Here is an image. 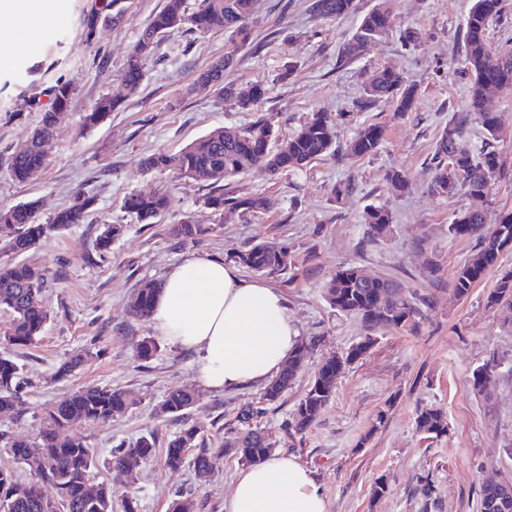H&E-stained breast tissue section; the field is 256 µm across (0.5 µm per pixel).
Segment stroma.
I'll list each match as a JSON object with an SVG mask.
<instances>
[{"instance_id": "stroma-1", "label": "stroma", "mask_w": 512, "mask_h": 512, "mask_svg": "<svg viewBox=\"0 0 512 512\" xmlns=\"http://www.w3.org/2000/svg\"><path fill=\"white\" fill-rule=\"evenodd\" d=\"M99 2L72 0L53 30L32 40V53L0 44V208L36 199L49 215L69 205L75 193L94 198L83 223L52 233L26 255L47 274L37 300L49 321L36 343L4 342L10 317L0 314V354L13 357L26 380L17 414L0 418V467L12 469L22 482L35 481L34 472L14 460L6 438L38 441L46 428V404L88 385H110L131 391L138 406L107 423L76 424L72 431L99 456L96 479L116 491L114 512H124L127 500L135 512H168L179 492L195 501L196 512H224L242 468L224 447L231 436L228 424L243 403L258 400L261 387L200 388L189 420L205 430L212 462L208 481L188 466L168 469L159 458L131 477L106 464L118 444L150 431L163 443L178 431L179 422L156 416L155 410L169 391L196 381L191 354L166 341H159L151 359L139 357V343L156 331L151 322L133 320L127 302L141 281L162 280L193 253L225 260L250 244L276 241L288 246L294 266L267 282L284 296L300 341L313 347L294 384L262 420L273 434L275 452L294 456L313 473L328 512H476L483 481H512V456L503 452L512 446V321L487 302L497 272H489L467 299L448 292L475 247L474 241L449 238L448 226L475 202L463 194L450 198L434 192L427 168L451 110L461 109L468 96L460 32L471 0H390L386 34L346 63L338 55L356 17L319 21L310 12L312 0H263L244 46L221 31L166 33L158 56L145 62L144 81L134 95L127 94L119 74L165 0H128L122 23L88 29ZM408 31L420 33L421 41L406 43ZM228 53L234 57L230 80L270 87L260 109L272 114L280 136L292 134L312 112H342L346 118L336 127L337 144L345 145L360 126L378 124L384 129L378 151L344 161L323 156L279 177L249 169L230 188L267 198L268 209L258 213L217 214L202 204L203 184L170 170L146 169L143 160L151 154L175 155L215 128L248 122L234 102L217 99L197 80ZM384 66L417 85L413 112L396 114L395 103L386 98L361 107L366 83ZM59 81L76 86L69 116L44 167L26 182H15L7 159L27 143ZM106 96L115 108L97 127H83V114ZM395 170L409 175L408 191L391 190L387 176ZM344 184L350 192L334 199L333 188ZM155 191L170 194V210L155 224L137 223L123 207L125 196ZM475 204L493 214L512 210V176L495 180L488 197ZM371 206L393 216L390 237L379 242L366 237L364 212ZM187 216L209 227V234L196 242L169 237L168 225ZM106 224L126 230L104 258L83 262ZM423 238L429 251L416 247ZM432 258L440 264L434 279L427 275ZM348 265L392 276L421 293L435 290L437 301L418 333H377L368 353L338 379L335 397L318 421L291 442L279 427L319 361L363 336L359 321L336 312L323 294L325 280ZM87 349L92 359L60 376V366ZM492 355L500 367L483 394L473 389L469 375ZM426 406L443 410L447 434L425 439L417 433L416 411ZM381 482L388 491L374 496ZM427 483L435 487L431 508L421 493Z\"/></svg>"}]
</instances>
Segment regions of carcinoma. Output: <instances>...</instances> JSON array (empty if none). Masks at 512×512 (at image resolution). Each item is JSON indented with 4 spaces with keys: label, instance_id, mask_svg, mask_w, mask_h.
Returning a JSON list of instances; mask_svg holds the SVG:
<instances>
[{
    "label": "carcinoma",
    "instance_id": "carcinoma-1",
    "mask_svg": "<svg viewBox=\"0 0 512 512\" xmlns=\"http://www.w3.org/2000/svg\"><path fill=\"white\" fill-rule=\"evenodd\" d=\"M388 0H380L364 13L352 36L343 45L341 59H357L364 48L381 37L388 26ZM505 0H472V6L461 30L462 53L466 71L471 76L468 98L463 111L448 117L435 145L429 163L432 188L450 197L460 191L482 199L488 196L492 181L508 174L505 161L489 143L496 139L501 123L498 113L490 108L489 92L512 94V51L492 46L489 40L490 22L499 17ZM260 0H200L192 10L188 0H165L162 9L140 32L120 78L130 93L136 92L143 80V60L155 56L165 33L184 29L192 33L224 31L232 40L244 45L248 39L249 22L259 10ZM125 0H101L95 20L105 23L121 21L128 11ZM313 16L326 20H341L358 9L357 0H313ZM233 55L226 54L198 76V81L215 88L218 97L235 102L249 112L252 119L243 126H224L210 131L186 146L176 155L154 154L144 161L148 169H170L179 177L211 182L204 196V205L222 215L228 211L260 212L267 207L261 196H240L224 190L225 183L249 168L261 165L271 175L297 171L311 160L323 155L356 159L374 154L381 145L384 129L377 124L360 127L343 149L336 147L334 123L325 112H314L286 138L277 135L273 117L257 112L258 105L269 94L264 83L242 88L224 81V71L231 67ZM76 87L70 82H58L50 89L51 108L43 112L40 125L29 141L8 157L7 168L17 182H24L48 158L56 130L71 106ZM417 88L403 74L385 67L372 75L365 87L364 102L380 98L395 100L397 112L413 110ZM115 107L104 97L83 115V127L98 125ZM476 119L486 133V141L477 146L466 139L465 126ZM93 197L80 192L74 202L43 219L38 200L20 202L0 209V225L10 230L8 251L19 256L15 261L0 264V310L11 315L6 332L7 343L28 346L42 334L49 314L35 301L47 280L43 270L20 256L30 252L50 232L81 224ZM172 205L167 192L131 193L123 207L141 224H152ZM367 235L382 240L392 233L393 218L389 210L371 206L366 212ZM125 231L122 224H107L95 237L92 251L103 257L112 248V241ZM208 232L201 224L184 220L168 226L169 236L181 241H197ZM451 239H473L476 252L460 267L449 291L458 299L467 298L475 285L495 267L503 254L512 251V211L500 212L488 218L482 209L467 208L455 214L448 225ZM239 264L258 275H280L292 267L288 246L278 242H259L238 252ZM160 282L148 280L131 293L128 311L137 321L150 318ZM325 297L336 311L359 320L364 331L362 341L338 354H330L319 362L304 395L282 423L281 430L291 440L303 437L334 397L336 380L373 346L375 335L396 330L416 333L434 304L430 293L419 294L402 282L383 276H369L358 266L336 271L325 282ZM488 304L512 316V270L503 271L496 287L487 296ZM310 346L297 345L279 374L263 389L255 406L241 410L233 427L234 439L228 451L239 456L244 464L264 460L275 446L272 434L258 424L281 395L295 382L305 366ZM500 365L495 358L477 366L471 372L470 383L483 393ZM24 380L21 368L11 357L0 356V417L10 416L20 403ZM198 394L194 387L170 391L157 408V413L172 420H183L182 428L167 440L164 463L177 470L186 465L197 477H209L212 465L201 427L184 421V415L194 407ZM137 400L120 388L92 385L80 388L49 404L44 409L48 427L37 443L23 438L10 442L11 453L37 475L32 483H22L8 468L0 469V512H113V493L102 483L93 481L99 460L93 450L70 433L77 422L106 423L135 408ZM416 431L423 438H437L448 431L442 409L429 407L418 410ZM158 439L150 432L135 443L112 450L108 464L119 471L135 472L157 455ZM48 484L57 498L45 496L42 486ZM479 512H512V482L483 483L478 491Z\"/></svg>",
    "mask_w": 512,
    "mask_h": 512
}]
</instances>
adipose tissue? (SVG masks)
<instances>
[{
	"mask_svg": "<svg viewBox=\"0 0 512 512\" xmlns=\"http://www.w3.org/2000/svg\"><path fill=\"white\" fill-rule=\"evenodd\" d=\"M0 15L12 19L0 30L7 42L38 33L46 18L24 0H0ZM151 322L159 335L192 354L202 386L224 392L278 374L298 339L280 293L206 253L188 256L164 275ZM327 510L310 470L285 454L241 470L224 502V512Z\"/></svg>",
	"mask_w": 512,
	"mask_h": 512,
	"instance_id": "adipose-tissue-1",
	"label": "adipose tissue"
}]
</instances>
